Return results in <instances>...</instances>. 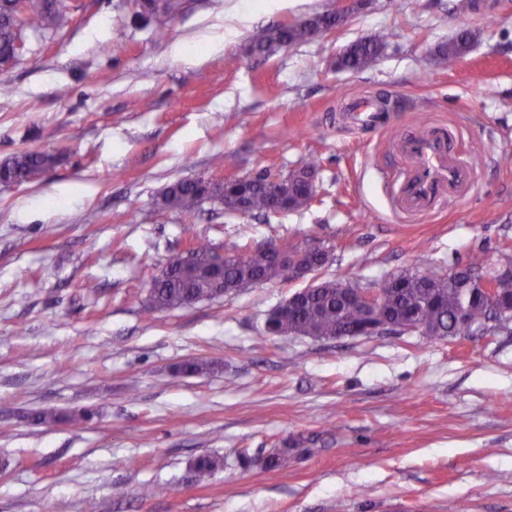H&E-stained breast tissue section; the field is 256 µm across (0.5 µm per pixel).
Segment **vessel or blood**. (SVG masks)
<instances>
[{"label": "vessel or blood", "instance_id": "b4317fda", "mask_svg": "<svg viewBox=\"0 0 512 512\" xmlns=\"http://www.w3.org/2000/svg\"><path fill=\"white\" fill-rule=\"evenodd\" d=\"M349 122L361 127L378 122L374 100L358 98L349 103ZM454 137L446 131H420L402 136L398 149L410 164V174L401 186L400 208L406 213H423L447 191L474 185L473 169L457 157Z\"/></svg>", "mask_w": 512, "mask_h": 512}]
</instances>
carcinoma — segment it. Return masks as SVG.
Returning a JSON list of instances; mask_svg holds the SVG:
<instances>
[{
    "label": "carcinoma",
    "instance_id": "1",
    "mask_svg": "<svg viewBox=\"0 0 512 512\" xmlns=\"http://www.w3.org/2000/svg\"><path fill=\"white\" fill-rule=\"evenodd\" d=\"M66 21L65 13L57 7V0H0V58L10 56L15 42L24 39L26 31L56 32ZM323 23L324 19L318 17L309 26L293 23L263 29L252 37L250 51L263 54L275 46L308 42L316 37V30ZM386 39V34L379 33L352 43L336 60V65L356 71L371 67L381 55ZM474 39L475 33L466 28L439 46L437 53L452 63L467 54ZM54 163L52 154L23 150L0 165V180L10 184L30 182ZM318 166L319 159L309 157L301 169L288 173V181L279 192L259 180L231 183L226 187L213 185L206 190L178 181L165 190L162 205L193 218L205 200L233 203L234 195L239 194L245 199L248 212L254 215L268 214L283 204L297 209L307 205L306 196L301 191L304 177ZM206 192L209 193L207 199L203 197ZM192 253L194 260L191 262L182 253H173L167 258V274L153 284L148 310L164 311L211 299L212 284L217 274L215 260L220 258L224 259V287L230 290L245 281L269 283L291 280V268L274 264L265 246L252 250L236 245L220 255L208 242L198 241L192 246ZM494 272L488 256L478 251L469 255L465 267L449 277L421 280L419 272L413 270L398 274L401 286L391 289L386 299L387 331L401 332L406 322L415 317L435 338L466 335L459 322L460 314H465L472 324H483L492 311L490 301L475 291L473 275ZM346 285L347 281L340 278L321 281L320 287L302 296L293 308L282 314L278 322L280 335L305 334L330 339L361 324L363 311L345 295ZM210 368L207 361L189 360L180 364L177 372L196 375ZM222 465L223 461L217 457H202L194 466V478L201 481L210 477Z\"/></svg>",
    "mask_w": 512,
    "mask_h": 512
}]
</instances>
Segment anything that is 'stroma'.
I'll use <instances>...</instances> for the list:
<instances>
[{
    "label": "stroma",
    "mask_w": 512,
    "mask_h": 512,
    "mask_svg": "<svg viewBox=\"0 0 512 512\" xmlns=\"http://www.w3.org/2000/svg\"><path fill=\"white\" fill-rule=\"evenodd\" d=\"M61 3L67 24L29 34L0 71V163L58 157L0 186V512H512V322L442 340L269 336L298 288L279 281L145 309L171 253L224 250L245 225L251 247H325L319 279L363 285L512 254V0H364L337 30L263 55L257 31L336 0H185L161 26L131 0ZM463 27L476 41L447 64L434 50ZM380 31L372 67L337 70ZM360 96L386 102L380 127L345 122ZM432 124L461 128L481 193L405 224L379 172ZM312 154L317 196L299 209L209 202L189 221L161 204L180 180L285 175ZM189 359L214 368L174 375ZM86 408L87 422L32 419ZM200 456L224 461L202 484ZM54 163L53 154L23 150L0 165V180L12 185L30 182L36 179L39 173L52 167Z\"/></svg>",
    "instance_id": "obj_1"
}]
</instances>
